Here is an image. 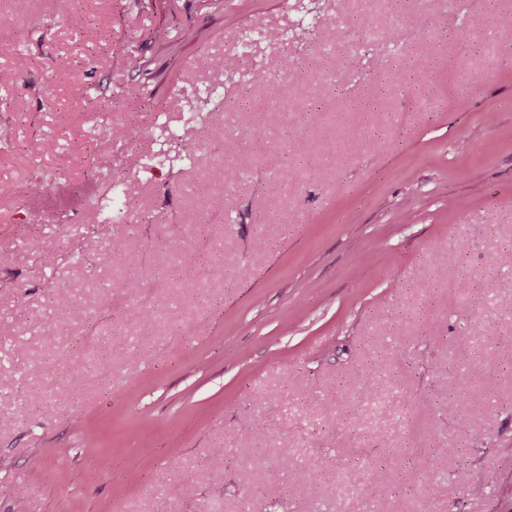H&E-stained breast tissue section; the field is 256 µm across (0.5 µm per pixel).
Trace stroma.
Masks as SVG:
<instances>
[{
	"label": "stroma",
	"instance_id": "obj_1",
	"mask_svg": "<svg viewBox=\"0 0 512 512\" xmlns=\"http://www.w3.org/2000/svg\"><path fill=\"white\" fill-rule=\"evenodd\" d=\"M508 14L0 0V512H512ZM218 128L252 158L232 184Z\"/></svg>",
	"mask_w": 512,
	"mask_h": 512
}]
</instances>
